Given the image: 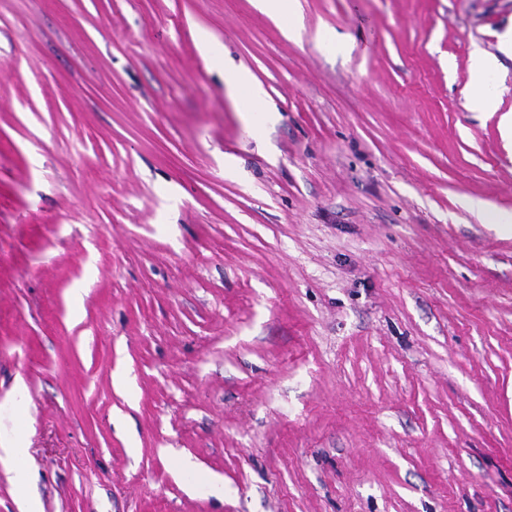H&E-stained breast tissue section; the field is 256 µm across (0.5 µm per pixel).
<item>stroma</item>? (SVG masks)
<instances>
[{"instance_id":"obj_1","label":"stroma","mask_w":512,"mask_h":512,"mask_svg":"<svg viewBox=\"0 0 512 512\" xmlns=\"http://www.w3.org/2000/svg\"><path fill=\"white\" fill-rule=\"evenodd\" d=\"M298 2L291 40L0 0V431L42 512H512V0ZM497 59L484 51H475L469 63V68L474 76V81L467 86L465 94L470 104L475 108L487 112H496L499 109L497 96L489 92L484 78L497 69ZM234 100L238 105L239 111L243 113L254 112L256 105L261 106L263 112H266L264 106V91L257 84L251 75L245 71H237L231 74L226 80Z\"/></svg>"}]
</instances>
